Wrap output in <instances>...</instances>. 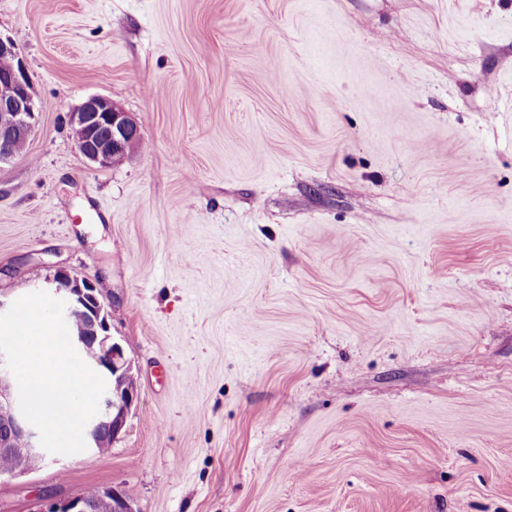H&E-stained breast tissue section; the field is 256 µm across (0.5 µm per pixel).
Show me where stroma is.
Wrapping results in <instances>:
<instances>
[{"mask_svg": "<svg viewBox=\"0 0 512 512\" xmlns=\"http://www.w3.org/2000/svg\"><path fill=\"white\" fill-rule=\"evenodd\" d=\"M0 36L39 107L0 292L102 283L138 393L0 512H512V0H0ZM68 124L80 154L101 169L112 168L118 155L130 158L142 140L136 118L112 96L89 97L68 113ZM36 512H135L130 500L112 488L101 490L94 499L82 493L61 499L41 500Z\"/></svg>", "mask_w": 512, "mask_h": 512, "instance_id": "35a3bbf8", "label": "stroma"}]
</instances>
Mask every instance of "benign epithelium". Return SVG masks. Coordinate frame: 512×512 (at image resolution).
I'll list each match as a JSON object with an SVG mask.
<instances>
[{"label":"benign epithelium","instance_id":"obj_1","mask_svg":"<svg viewBox=\"0 0 512 512\" xmlns=\"http://www.w3.org/2000/svg\"><path fill=\"white\" fill-rule=\"evenodd\" d=\"M0 85L8 92L0 96V163L17 156L15 143L27 141L38 122L36 94L28 66L10 39L0 37ZM68 124L80 154L101 169L112 167L118 155L131 157L139 147L142 134L136 118L112 97L95 95L68 113ZM54 297L65 301V319L80 317L81 327L71 342L83 360L106 381L99 400V412L85 427L84 453L98 455V448L113 441L126 424L136 400V389L115 383L132 372L124 348L112 336L109 313L97 293V284L72 275L60 267L47 283ZM0 452L10 455L16 466L0 473L14 478L53 457L39 442L38 432L22 415L19 394L11 372L0 355ZM36 512H135L130 500L112 488L89 499L81 493L61 499L42 500Z\"/></svg>","mask_w":512,"mask_h":512}]
</instances>
